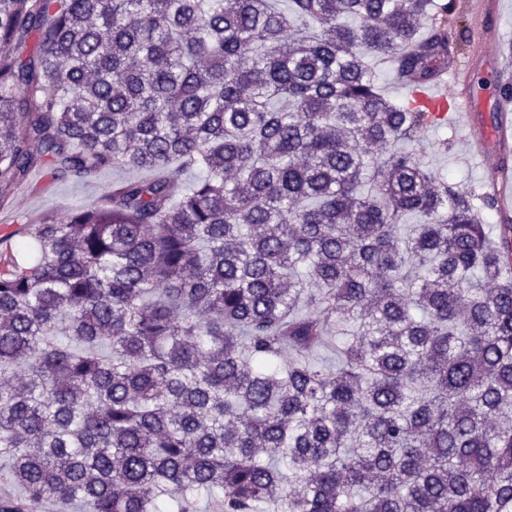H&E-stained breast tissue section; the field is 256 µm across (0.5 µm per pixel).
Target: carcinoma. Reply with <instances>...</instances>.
<instances>
[{
    "instance_id": "1",
    "label": "carcinoma",
    "mask_w": 512,
    "mask_h": 512,
    "mask_svg": "<svg viewBox=\"0 0 512 512\" xmlns=\"http://www.w3.org/2000/svg\"><path fill=\"white\" fill-rule=\"evenodd\" d=\"M280 2L0 0V190L157 173L0 259L6 481L93 512H512V218L491 242L492 197L391 152L448 117L367 62L432 84L455 0ZM375 72L383 92L390 99L401 102L409 96L410 90L395 81L393 73L389 68L380 67L375 69Z\"/></svg>"
}]
</instances>
